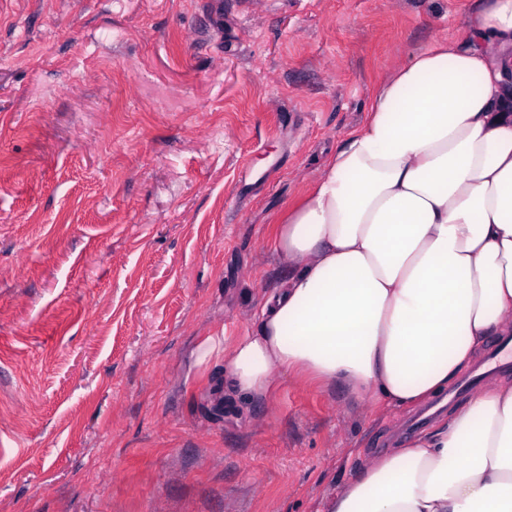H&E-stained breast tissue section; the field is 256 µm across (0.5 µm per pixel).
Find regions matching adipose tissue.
I'll return each instance as SVG.
<instances>
[{"label":"adipose tissue","instance_id":"ef3b65f1","mask_svg":"<svg viewBox=\"0 0 512 512\" xmlns=\"http://www.w3.org/2000/svg\"><path fill=\"white\" fill-rule=\"evenodd\" d=\"M288 274L224 348V391L277 376L414 409L512 332V0L414 55L277 225ZM323 512H512V383L369 458Z\"/></svg>","mask_w":512,"mask_h":512}]
</instances>
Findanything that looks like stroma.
I'll use <instances>...</instances> for the list:
<instances>
[{"label":"stroma","mask_w":512,"mask_h":512,"mask_svg":"<svg viewBox=\"0 0 512 512\" xmlns=\"http://www.w3.org/2000/svg\"><path fill=\"white\" fill-rule=\"evenodd\" d=\"M476 0H0V512H321L459 410L284 379L224 341L288 272L270 234Z\"/></svg>","instance_id":"stroma-1"}]
</instances>
